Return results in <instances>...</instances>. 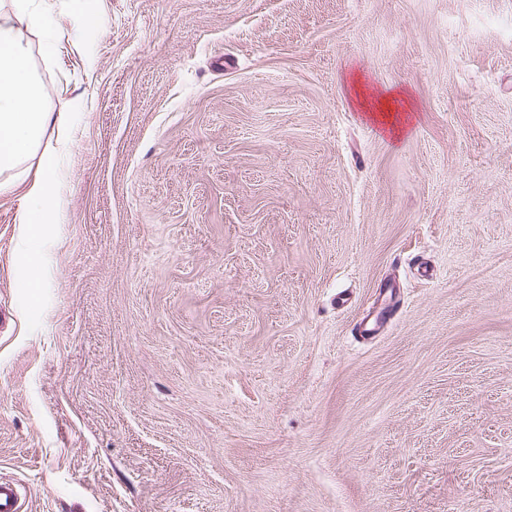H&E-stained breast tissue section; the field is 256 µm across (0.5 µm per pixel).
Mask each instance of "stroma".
<instances>
[{"label": "stroma", "mask_w": 512, "mask_h": 512, "mask_svg": "<svg viewBox=\"0 0 512 512\" xmlns=\"http://www.w3.org/2000/svg\"><path fill=\"white\" fill-rule=\"evenodd\" d=\"M41 5L40 288L0 196L23 512H512V0Z\"/></svg>", "instance_id": "1"}]
</instances>
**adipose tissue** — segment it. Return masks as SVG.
<instances>
[{
	"label": "adipose tissue",
	"mask_w": 512,
	"mask_h": 512,
	"mask_svg": "<svg viewBox=\"0 0 512 512\" xmlns=\"http://www.w3.org/2000/svg\"><path fill=\"white\" fill-rule=\"evenodd\" d=\"M22 24L46 33L52 29L51 20L36 8L34 0L0 4V196L14 193L22 166L38 158L39 172L27 186L20 215L21 223L30 227L24 284L38 288L46 277L41 246L61 204V148L44 135L52 125L65 129L68 117L47 108L30 58L17 38Z\"/></svg>",
	"instance_id": "ef3b65f1"
}]
</instances>
